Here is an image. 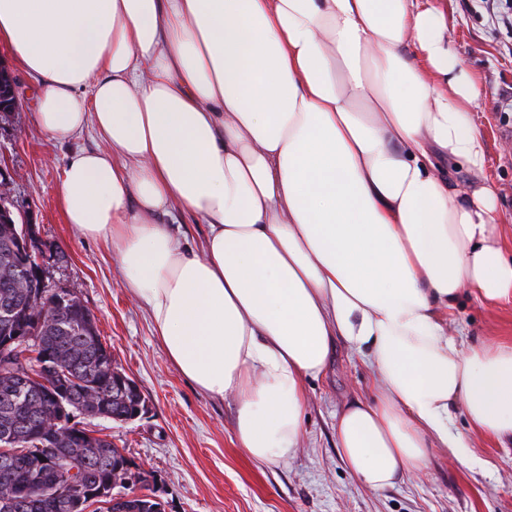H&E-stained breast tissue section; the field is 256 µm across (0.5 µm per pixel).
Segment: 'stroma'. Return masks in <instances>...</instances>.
<instances>
[{
  "instance_id": "35a3bbf8",
  "label": "stroma",
  "mask_w": 512,
  "mask_h": 512,
  "mask_svg": "<svg viewBox=\"0 0 512 512\" xmlns=\"http://www.w3.org/2000/svg\"><path fill=\"white\" fill-rule=\"evenodd\" d=\"M448 39L482 86L473 110L487 136L486 174L500 189V233L512 251V26L503 0H442ZM17 110L0 116V156L11 170L4 191L36 226L46 273L77 293L95 317L115 364L133 378L145 411L127 423L92 421L136 466L157 480L166 512H512V441L474 430L463 407L448 424L466 447L433 449L426 468L392 487L361 485L343 462L336 413L373 401L376 375L344 342L326 373L307 384L305 439L294 458L252 460L234 442V405L200 394L168 360L144 306L123 288L111 245L77 236L57 203L59 172L72 143L47 137L35 122V84L14 68ZM65 260H57L56 251ZM468 342H512V303L462 296L450 315Z\"/></svg>"
}]
</instances>
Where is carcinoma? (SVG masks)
<instances>
[{"label": "carcinoma", "mask_w": 512, "mask_h": 512, "mask_svg": "<svg viewBox=\"0 0 512 512\" xmlns=\"http://www.w3.org/2000/svg\"><path fill=\"white\" fill-rule=\"evenodd\" d=\"M18 233L19 225L0 223V336L28 327L35 339H22L0 354V447L18 449L10 457L0 455V512H85V493L115 478L133 492L117 512H155L158 502L134 494L144 480L118 471L123 456L112 441L65 423L57 424L51 438L43 433L47 419L62 416L47 399L60 383L65 409L73 413L89 408L94 397L96 412L110 419L125 411L127 396L116 389L112 354L83 301L76 296L60 305L52 288L37 299ZM46 351L63 373L43 359Z\"/></svg>", "instance_id": "1"}]
</instances>
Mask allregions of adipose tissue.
Returning a JSON list of instances; mask_svg holds the SVG:
<instances>
[{
  "instance_id": "obj_1",
  "label": "adipose tissue",
  "mask_w": 512,
  "mask_h": 512,
  "mask_svg": "<svg viewBox=\"0 0 512 512\" xmlns=\"http://www.w3.org/2000/svg\"><path fill=\"white\" fill-rule=\"evenodd\" d=\"M0 41L38 85L40 129L98 142L62 165L66 222L116 247L169 361L233 400L251 459L296 454L339 339L379 378L336 414L367 488L457 447L456 406L512 437V344L448 326L461 295L512 302V257L481 83L440 0H0ZM176 209L205 225L196 249Z\"/></svg>"
}]
</instances>
